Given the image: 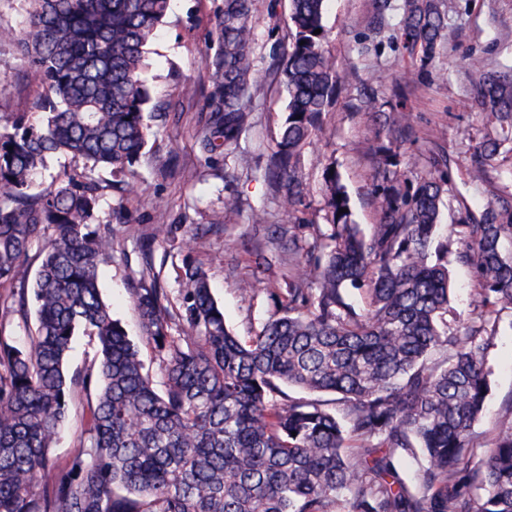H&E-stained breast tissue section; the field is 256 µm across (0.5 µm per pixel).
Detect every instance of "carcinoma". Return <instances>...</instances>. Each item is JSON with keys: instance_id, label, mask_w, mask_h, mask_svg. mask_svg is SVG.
<instances>
[{"instance_id": "carcinoma-1", "label": "carcinoma", "mask_w": 512, "mask_h": 512, "mask_svg": "<svg viewBox=\"0 0 512 512\" xmlns=\"http://www.w3.org/2000/svg\"><path fill=\"white\" fill-rule=\"evenodd\" d=\"M15 41L36 89L25 111L0 128V286L5 313L37 322L30 346L0 332V512H512V422L482 467L474 426L489 392L484 335L512 308V194L475 215L456 198L455 260L469 266L479 296L460 335L451 314L448 241H436L450 178L443 158L414 181L401 173L398 140L411 133L399 106L372 128L373 204L379 223L355 224L336 161L323 167V224L275 225L251 250L272 268L273 245L288 255L276 313L247 340L226 326L201 264L183 262L176 298L144 254L132 278L139 328L162 374L157 388L126 329L100 292L112 262V224L96 221L107 192L130 221L125 177L152 134L144 77L148 46L170 0H24ZM392 0H373L369 28L387 26ZM255 0H224L215 18L219 50L207 57L211 92L201 149L226 154L249 120L257 88ZM326 0H289L288 46L277 73L286 117L264 178L291 212L307 187L304 150L332 103L339 75L324 48ZM402 48L432 62L447 19L439 0H398ZM321 33H315V30ZM487 132L473 177L491 181L512 160V71L482 72L475 84ZM358 109L380 111L377 92ZM54 156L73 167L43 187ZM110 169L113 180L99 171ZM347 212L341 213L339 209ZM36 243L40 263L30 274ZM362 291L356 309L346 290ZM97 342L81 378L91 392L79 449L62 468L50 449L73 406L65 369L74 336ZM338 396L337 414L283 387ZM422 457L415 483L403 455Z\"/></svg>"}]
</instances>
